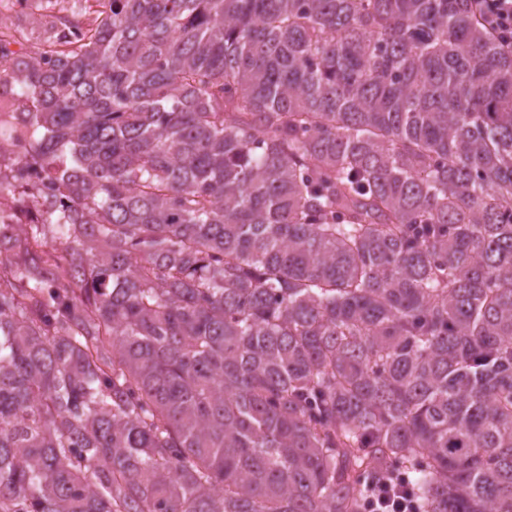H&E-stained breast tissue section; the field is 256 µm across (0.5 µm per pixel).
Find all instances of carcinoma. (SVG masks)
Segmentation results:
<instances>
[{"mask_svg":"<svg viewBox=\"0 0 512 512\" xmlns=\"http://www.w3.org/2000/svg\"><path fill=\"white\" fill-rule=\"evenodd\" d=\"M13 39L65 207L0 223V512H359L397 468L512 512V52L473 0Z\"/></svg>","mask_w":512,"mask_h":512,"instance_id":"cac0c4a2","label":"carcinoma"}]
</instances>
